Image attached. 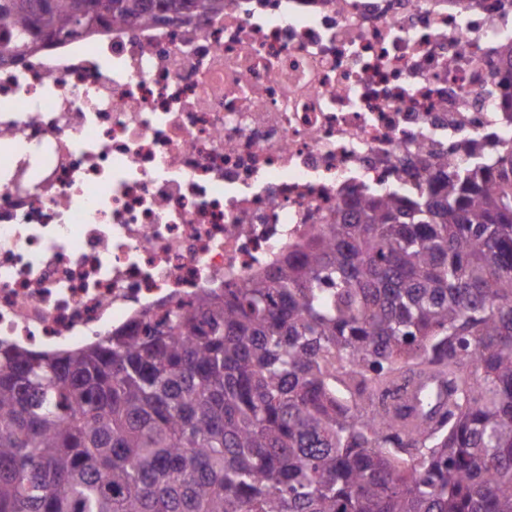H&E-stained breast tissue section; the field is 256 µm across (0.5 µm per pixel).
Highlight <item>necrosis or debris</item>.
<instances>
[{
  "label": "necrosis or debris",
  "instance_id": "1",
  "mask_svg": "<svg viewBox=\"0 0 512 512\" xmlns=\"http://www.w3.org/2000/svg\"><path fill=\"white\" fill-rule=\"evenodd\" d=\"M512 0H224L0 61V344L243 286L440 156L512 141Z\"/></svg>",
  "mask_w": 512,
  "mask_h": 512
}]
</instances>
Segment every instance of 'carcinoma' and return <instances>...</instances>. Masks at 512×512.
I'll return each mask as SVG.
<instances>
[{"mask_svg":"<svg viewBox=\"0 0 512 512\" xmlns=\"http://www.w3.org/2000/svg\"><path fill=\"white\" fill-rule=\"evenodd\" d=\"M77 2L0 0V59ZM87 2L86 31L224 7ZM438 165L140 336L1 346L0 512H512V148Z\"/></svg>","mask_w":512,"mask_h":512,"instance_id":"1","label":"carcinoma"}]
</instances>
